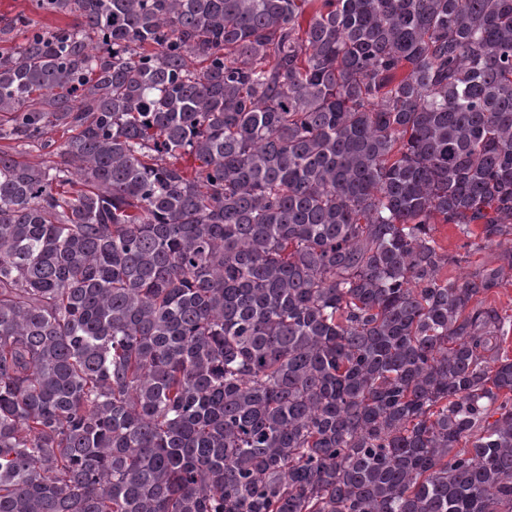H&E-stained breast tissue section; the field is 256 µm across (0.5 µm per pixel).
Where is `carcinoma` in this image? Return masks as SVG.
Wrapping results in <instances>:
<instances>
[{
    "mask_svg": "<svg viewBox=\"0 0 512 512\" xmlns=\"http://www.w3.org/2000/svg\"><path fill=\"white\" fill-rule=\"evenodd\" d=\"M34 3L0 512H512V0ZM60 133H49L44 137L45 140H51V142H48L49 144H53L50 147H46L44 149H37V148H27L18 150L19 154L16 155L20 160L24 161H30L33 163H41V162H47L50 160L55 159L54 153L56 150V147L61 142L60 139ZM55 141V144H54ZM434 237L442 248L447 250L448 254L456 258H462V261L448 264L441 271V277L448 280H462L470 274L476 266L483 263H490L493 259L494 251L492 249L482 251H469L466 243L470 239L463 236L457 227L453 224H435ZM466 256V258H465ZM480 297L485 303L498 308L503 315L512 317V278L504 281L499 288H495L490 293Z\"/></svg>",
    "mask_w": 512,
    "mask_h": 512,
    "instance_id": "1",
    "label": "carcinoma"
}]
</instances>
